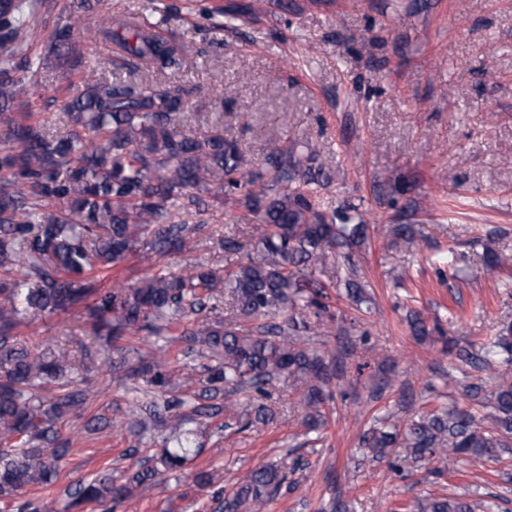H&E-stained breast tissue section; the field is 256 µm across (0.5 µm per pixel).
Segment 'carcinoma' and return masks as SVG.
Segmentation results:
<instances>
[{"label": "carcinoma", "instance_id": "1", "mask_svg": "<svg viewBox=\"0 0 512 512\" xmlns=\"http://www.w3.org/2000/svg\"><path fill=\"white\" fill-rule=\"evenodd\" d=\"M40 8L41 0L0 3V444L14 442L0 450V499L53 483L57 462L70 452L56 425L86 400L81 389L44 400L45 384L69 376L73 363L62 346L44 351L17 339L22 328L37 332L42 316L80 310L108 343L142 332L162 336L177 325L180 339L204 346L215 361L196 415L224 413L241 431L264 427L275 417L267 404L273 382L288 377L302 395L303 426L325 428L326 386L339 360L310 347L300 333L336 320L328 290L338 281L353 302L366 301L352 250L367 240L368 224L357 208L333 206L321 194L333 177L317 145L309 142L300 152L294 142L272 139L257 160L218 121L190 135L179 114L196 88L143 79L85 85L65 107V131L53 136L39 113L22 111L24 97L38 85V71L22 52L38 25L25 19ZM254 11L241 3L215 8L235 20ZM77 20L73 14L57 22L50 45L71 72L81 64ZM98 34L117 47L122 68L136 60L158 73L181 70L193 54L190 45L160 39L120 15H105ZM232 208L257 221L254 244L233 236L221 241L224 251L244 253L235 268L199 264L185 274L145 275L132 288L99 287V275L140 251L165 258L191 249L207 233L209 211ZM389 230L399 247L418 234L409 220ZM484 264L490 272L509 271L512 255L492 252ZM219 299L227 301L231 318L214 314ZM266 315L270 321L250 326ZM438 340L461 364L494 374L495 388L482 398L481 385L463 383L471 404L438 407L404 426L364 433L363 447L395 471L434 457L449 465L470 456L495 458L512 441V376L499 371L512 365V328L479 353L444 335ZM132 375L160 391L172 383L162 355L141 361ZM241 394L249 396L250 408L240 409ZM199 453L186 430L122 482L106 473L79 484L71 506L129 502ZM285 481L282 467H258L219 509L262 512ZM420 512L475 507L442 494L428 497Z\"/></svg>", "mask_w": 512, "mask_h": 512}]
</instances>
